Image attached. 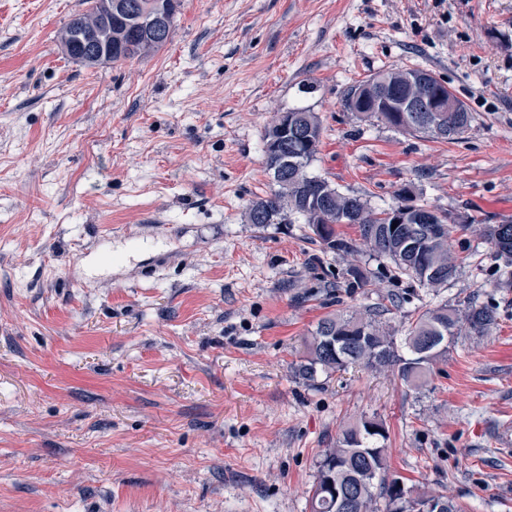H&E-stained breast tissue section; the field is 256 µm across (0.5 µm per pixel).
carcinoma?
<instances>
[{"mask_svg":"<svg viewBox=\"0 0 512 512\" xmlns=\"http://www.w3.org/2000/svg\"><path fill=\"white\" fill-rule=\"evenodd\" d=\"M89 38L112 49V62L133 60L162 47L150 32L132 37V23L109 16L88 4L86 11L72 17L59 34L66 55L79 50V38ZM288 113L310 123L316 129L300 147L288 176L278 177L280 157L265 153V169L276 190L266 199L253 202L246 217L252 224H272L276 219H303L328 248L343 251L348 242L335 235L334 225L356 224L364 246L391 260L400 273L419 285L433 288L456 276L457 263L450 249L456 228L447 223L445 230L428 250L406 253L400 249L411 228L409 224L392 227L391 215L408 208L410 189L395 192V204L377 212L357 196L341 193L327 179L314 175L309 167L318 153L322 125L316 113L298 107ZM264 210L263 220L254 219V212ZM479 234L498 254L512 263V224H484ZM388 309L366 308L361 312L337 314L320 320L305 343L304 356L294 367L295 378L307 385L317 381L318 374L331 375L360 364L375 371H391L409 390L425 385L434 366L455 346L459 337L481 338L489 333L497 317L493 307L473 299L464 306H439L418 314L402 338L384 319ZM448 332V347L424 346L432 336ZM387 439L383 423L364 419L346 429L336 447L327 448L317 462L316 480L309 495L310 512H414L415 507L435 503L442 512H461L453 499L435 492L401 488L399 479L389 475Z\"/></svg>","mask_w":512,"mask_h":512,"instance_id":"1","label":"carcinoma"}]
</instances>
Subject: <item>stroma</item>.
Instances as JSON below:
<instances>
[{
	"mask_svg": "<svg viewBox=\"0 0 512 512\" xmlns=\"http://www.w3.org/2000/svg\"><path fill=\"white\" fill-rule=\"evenodd\" d=\"M83 0H0V512H308L315 463L383 421L390 472L464 512H512V288L484 224H512V0H182L158 51L67 58ZM394 68L446 81L473 114L452 140L347 110ZM296 107L310 166L374 210L411 187L461 217L455 279L423 288L336 225L259 227L263 132ZM359 268L369 284L348 285ZM494 307L428 384L293 366L324 317Z\"/></svg>",
	"mask_w": 512,
	"mask_h": 512,
	"instance_id": "obj_1",
	"label": "stroma"
}]
</instances>
